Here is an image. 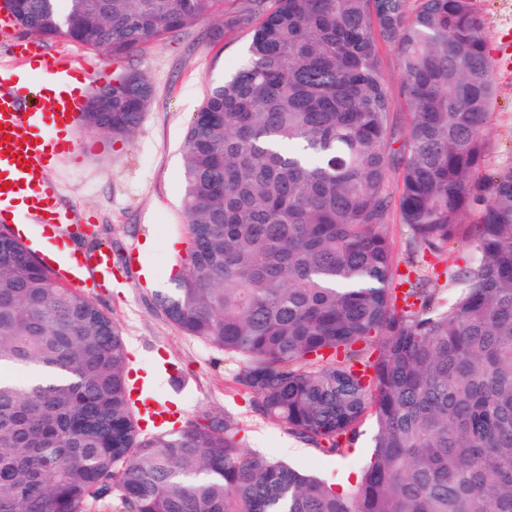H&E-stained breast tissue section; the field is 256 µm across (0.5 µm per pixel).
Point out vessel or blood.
Returning <instances> with one entry per match:
<instances>
[{"mask_svg":"<svg viewBox=\"0 0 512 512\" xmlns=\"http://www.w3.org/2000/svg\"><path fill=\"white\" fill-rule=\"evenodd\" d=\"M33 62L41 72L45 104L25 106L27 86L16 75L18 63ZM90 72L76 70L69 58L46 52L37 41L11 45L0 57V223L11 224L20 239L27 228L48 243L43 262L53 277L73 288H99L112 282V257L104 250L75 248L77 230L68 213L54 204L56 186L49 179L71 154L77 119L85 109L83 85Z\"/></svg>","mask_w":512,"mask_h":512,"instance_id":"b4317fda","label":"vessel or blood"}]
</instances>
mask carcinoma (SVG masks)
<instances>
[{
	"instance_id": "obj_1",
	"label": "carcinoma",
	"mask_w": 512,
	"mask_h": 512,
	"mask_svg": "<svg viewBox=\"0 0 512 512\" xmlns=\"http://www.w3.org/2000/svg\"><path fill=\"white\" fill-rule=\"evenodd\" d=\"M23 3L25 33L114 59L224 13ZM381 40L411 110L397 148ZM133 76L87 125L117 140L139 126L152 87ZM493 95L471 0H275L187 127L188 250L156 300L316 451L345 456L373 416L368 465L344 490L246 451L227 418L142 434L112 318L1 233L0 512H512V167L477 176ZM472 212L476 261L441 304L418 257L446 253ZM388 234L393 245L394 269L398 268L401 271V267H404L405 271L404 261L407 258L406 238L408 232L401 223L399 211L396 207H394L390 217Z\"/></svg>"
}]
</instances>
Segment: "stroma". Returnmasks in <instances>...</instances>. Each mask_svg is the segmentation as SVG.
I'll use <instances>...</instances> for the list:
<instances>
[{
	"instance_id": "stroma-1",
	"label": "stroma",
	"mask_w": 512,
	"mask_h": 512,
	"mask_svg": "<svg viewBox=\"0 0 512 512\" xmlns=\"http://www.w3.org/2000/svg\"><path fill=\"white\" fill-rule=\"evenodd\" d=\"M483 22L495 95L486 128L487 155L483 174L512 166V0H471ZM274 6V0H225L224 14L204 17L177 34L150 44L139 57L114 61L65 40L48 43L52 52L69 54L94 66V86L112 84L121 73H142L153 98L139 127L124 140L80 127L78 148L53 174L59 203L76 221L88 225L85 247L105 246L112 252L114 275L107 288L86 289L116 323L132 366L149 398L171 401L182 422L230 417L248 450L264 452L305 472L328 479L341 473L358 476L370 457L377 426L361 425L353 451L344 458L325 457L312 445L262 416L252 397L232 381L240 366L182 332L158 306L157 289L170 285L178 260L188 247L181 197V145L206 88L231 75L243 58L251 26ZM379 62L392 102L397 129L408 121L402 73L395 50L381 45ZM474 256L468 234H458L441 257L426 256L422 268L435 273L436 288L447 291L448 276ZM175 367L180 377L170 379Z\"/></svg>"
}]
</instances>
